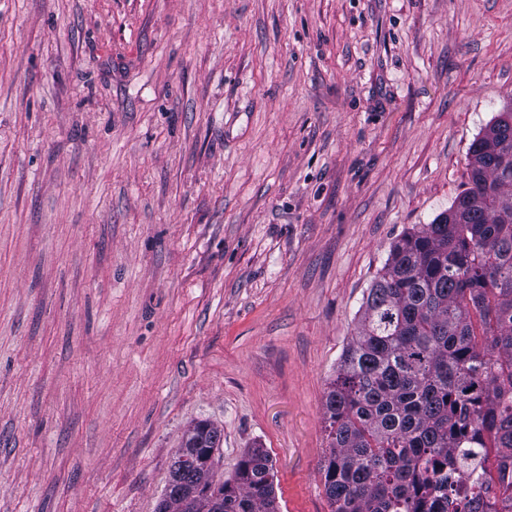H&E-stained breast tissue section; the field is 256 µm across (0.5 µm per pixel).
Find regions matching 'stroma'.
Here are the masks:
<instances>
[{"instance_id": "obj_1", "label": "stroma", "mask_w": 512, "mask_h": 512, "mask_svg": "<svg viewBox=\"0 0 512 512\" xmlns=\"http://www.w3.org/2000/svg\"><path fill=\"white\" fill-rule=\"evenodd\" d=\"M512 101V0H0V512H156L186 431L330 512L325 395Z\"/></svg>"}]
</instances>
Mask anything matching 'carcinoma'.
<instances>
[{
	"mask_svg": "<svg viewBox=\"0 0 512 512\" xmlns=\"http://www.w3.org/2000/svg\"><path fill=\"white\" fill-rule=\"evenodd\" d=\"M500 112L469 146V184L448 211L405 232L372 282L325 400L321 467L331 512H430L439 465L482 485L445 512H512V132ZM219 430L190 428L183 479L224 512H279L255 448L232 481L202 462ZM158 512H188L168 486Z\"/></svg>",
	"mask_w": 512,
	"mask_h": 512,
	"instance_id": "obj_1",
	"label": "carcinoma"
}]
</instances>
